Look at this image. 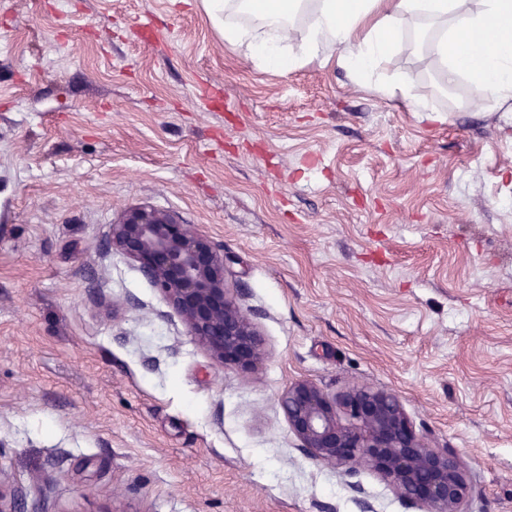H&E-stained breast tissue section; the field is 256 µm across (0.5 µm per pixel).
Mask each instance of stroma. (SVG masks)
<instances>
[{"instance_id": "1", "label": "stroma", "mask_w": 512, "mask_h": 512, "mask_svg": "<svg viewBox=\"0 0 512 512\" xmlns=\"http://www.w3.org/2000/svg\"><path fill=\"white\" fill-rule=\"evenodd\" d=\"M429 112L312 60L255 68L203 0H0V486L18 512H422L308 458L278 404L391 391L512 512V112ZM150 206L224 249L266 340L216 364L106 248Z\"/></svg>"}]
</instances>
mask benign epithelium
Segmentation results:
<instances>
[{"label":"benign epithelium","mask_w":512,"mask_h":512,"mask_svg":"<svg viewBox=\"0 0 512 512\" xmlns=\"http://www.w3.org/2000/svg\"><path fill=\"white\" fill-rule=\"evenodd\" d=\"M107 247L138 263L213 361L242 372L264 361V338L226 281L224 249L205 231L168 211L137 206L111 224ZM279 404L308 457L349 474L371 468L424 512H461L471 487L459 457L417 434L395 393L357 388L330 396L300 379Z\"/></svg>","instance_id":"1"}]
</instances>
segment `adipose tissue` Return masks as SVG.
Segmentation results:
<instances>
[{
    "mask_svg": "<svg viewBox=\"0 0 512 512\" xmlns=\"http://www.w3.org/2000/svg\"><path fill=\"white\" fill-rule=\"evenodd\" d=\"M227 43L245 48L263 71L286 72L314 59L336 61L358 85L380 96L401 95L415 112L432 109L402 71L384 72L400 52L403 29L417 23L435 34L443 82H467L478 108H512V0H203ZM305 18L299 46L291 32Z\"/></svg>",
    "mask_w": 512,
    "mask_h": 512,
    "instance_id": "ef3b65f1",
    "label": "adipose tissue"
}]
</instances>
